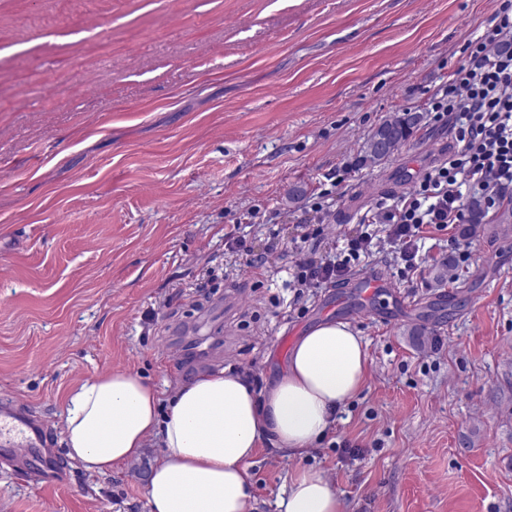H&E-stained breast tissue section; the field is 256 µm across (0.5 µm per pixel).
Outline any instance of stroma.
<instances>
[{"instance_id": "35a3bbf8", "label": "stroma", "mask_w": 512, "mask_h": 512, "mask_svg": "<svg viewBox=\"0 0 512 512\" xmlns=\"http://www.w3.org/2000/svg\"><path fill=\"white\" fill-rule=\"evenodd\" d=\"M500 0H0V396L43 421L66 457L64 401L131 371L160 392L241 366L261 384L298 338L353 308L323 288L285 302L305 196L342 184L331 239L446 157L422 119L388 161L360 164L387 117L422 102ZM344 172V171H343ZM259 207L265 273L224 247L226 210ZM467 262L427 252L402 280L388 245L357 273L398 292L383 318L352 319L368 353L363 390L303 457L264 445L254 512H278L289 474L321 470L344 512H512V218L477 224ZM160 448L68 485L37 488L0 463V512H149Z\"/></svg>"}]
</instances>
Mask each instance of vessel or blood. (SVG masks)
I'll return each mask as SVG.
<instances>
[{
	"mask_svg": "<svg viewBox=\"0 0 512 512\" xmlns=\"http://www.w3.org/2000/svg\"><path fill=\"white\" fill-rule=\"evenodd\" d=\"M388 286V281L375 272L355 278L351 283L355 293L365 301ZM0 422L11 433L10 438L0 440V459L11 462L37 484L69 482L70 466L55 456L50 435L29 412L14 405L11 399H2Z\"/></svg>",
	"mask_w": 512,
	"mask_h": 512,
	"instance_id": "1",
	"label": "vessel or blood"
}]
</instances>
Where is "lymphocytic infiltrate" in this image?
<instances>
[{
  "mask_svg": "<svg viewBox=\"0 0 512 512\" xmlns=\"http://www.w3.org/2000/svg\"><path fill=\"white\" fill-rule=\"evenodd\" d=\"M461 54L447 81L425 102L434 122L450 126L453 149L448 157L430 166L409 192L381 198L342 245L325 251L310 241L335 222L336 193L325 188L314 194L296 226L288 282L296 295L346 282L361 257L377 246L374 225H384L385 239L404 272L418 273L426 229L443 232L449 225L469 222L473 201L487 213L512 202V0H501L483 29L467 37ZM258 214L255 208L230 212L224 233L227 251L247 255L254 269L264 268L277 249L271 243L258 254L248 245L243 227Z\"/></svg>",
  "mask_w": 512,
  "mask_h": 512,
  "instance_id": "obj_1",
  "label": "lymphocytic infiltrate"
}]
</instances>
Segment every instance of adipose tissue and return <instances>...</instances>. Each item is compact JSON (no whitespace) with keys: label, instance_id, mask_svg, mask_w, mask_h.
Returning a JSON list of instances; mask_svg holds the SVG:
<instances>
[{"label":"adipose tissue","instance_id":"adipose-tissue-1","mask_svg":"<svg viewBox=\"0 0 512 512\" xmlns=\"http://www.w3.org/2000/svg\"><path fill=\"white\" fill-rule=\"evenodd\" d=\"M368 358L349 323L324 321L295 342L282 375L255 394L223 370L161 396L135 373L115 371L75 388L66 401V445L92 474L162 453L146 486L150 512H251L252 460L264 444L303 456L367 381ZM280 512H344L326 475L295 470Z\"/></svg>","mask_w":512,"mask_h":512}]
</instances>
